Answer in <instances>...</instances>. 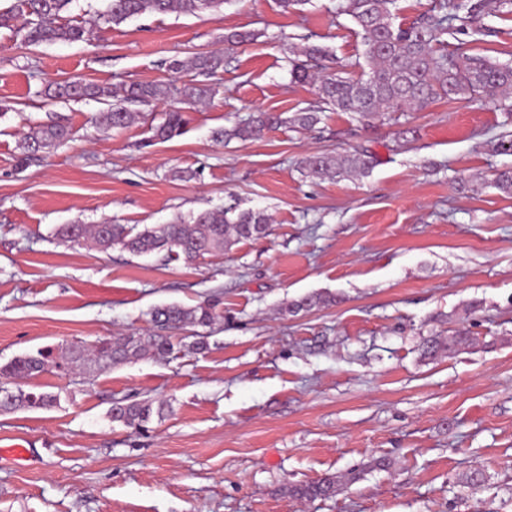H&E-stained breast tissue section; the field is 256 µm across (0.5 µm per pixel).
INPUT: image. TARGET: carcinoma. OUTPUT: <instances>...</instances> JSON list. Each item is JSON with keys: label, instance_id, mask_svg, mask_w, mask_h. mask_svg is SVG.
I'll return each instance as SVG.
<instances>
[{"label": "carcinoma", "instance_id": "carcinoma-1", "mask_svg": "<svg viewBox=\"0 0 512 512\" xmlns=\"http://www.w3.org/2000/svg\"><path fill=\"white\" fill-rule=\"evenodd\" d=\"M72 0H12L0 9V29L25 31L30 45L55 42H77L87 39L90 30L76 23L62 22V13ZM397 0H342L337 11L351 17L363 46L368 70L359 77L345 76L343 71L325 64L329 51L308 44L288 58L291 81L314 89L320 106L301 109L292 116L260 112L244 123L221 128L213 133L214 141L247 140L265 128L287 124L294 129L308 130L321 120V113L348 112L360 120L373 119L387 112H414L442 99L486 96L498 109L512 112V65L501 64L487 57L467 55L459 50L440 49L448 35V22L456 20L463 26L480 20L489 0H436L429 12L408 25L395 24ZM224 0H108L99 15L105 24L119 25L145 13L180 12L197 14L219 8ZM257 38L252 30H232L224 34L230 46ZM174 74L194 72L208 78L224 69L221 52H197L169 62ZM178 96L185 105L206 103L213 89L207 85L185 84L180 88L164 81L116 84L112 86L83 82L79 79L58 82L45 90L52 101L95 99L107 108L94 116L95 125L104 130H122L133 124L139 113L133 107L149 105L171 96ZM184 111L173 107L163 114L154 127L153 139L166 141L183 133ZM72 129L61 120L29 128L19 148L25 154L48 153L66 143ZM374 157L364 149L351 153H321L302 162V171L313 182L326 177L365 175L374 166ZM270 217L262 211H240L235 208L204 210L185 219L178 217L168 224H156L141 230L127 224H61L56 236L67 243L86 245L107 251L115 245L129 253L159 255L192 264L205 255L222 253L233 245L268 235ZM331 300L322 293L309 294L285 306L295 313L310 310ZM219 315L211 304L186 308L176 303L158 306L152 321L159 332L151 336H120L102 340L86 348L82 345H58L39 349L34 354L17 356L0 365V378L32 380L51 368L80 373L85 380L105 366H118L146 356L158 360L169 358L185 337L173 336L190 328H209ZM473 338L459 330L444 340L435 336L426 342L425 354L434 357L443 350L458 352L470 347ZM10 394L9 401L0 400V413L26 408L53 406L56 396L42 391H26L22 387L0 385ZM165 404L146 398L129 401L118 399L107 411L109 419L128 428L140 429L152 416H163ZM338 480L333 476L291 489L294 496L306 499L330 498L337 492Z\"/></svg>", "mask_w": 512, "mask_h": 512}]
</instances>
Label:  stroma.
I'll list each match as a JSON object with an SVG mask.
<instances>
[{
  "label": "stroma",
  "mask_w": 512,
  "mask_h": 512,
  "mask_svg": "<svg viewBox=\"0 0 512 512\" xmlns=\"http://www.w3.org/2000/svg\"><path fill=\"white\" fill-rule=\"evenodd\" d=\"M339 0L284 12L276 0H225L197 15L146 13L91 38L31 46L0 30V364L46 346L150 336L151 310L211 302L208 349L105 367L89 381L36 378L56 405L0 414V512H512V197L493 185L512 155V112L485 99L440 100L367 123L325 113L314 130L277 126L213 141L262 110L316 105L288 58L326 46L359 74L363 47ZM233 29L257 41L224 43ZM450 47L512 61V12L488 9ZM220 50L211 104L185 109L183 134L153 140L174 105L141 107L123 130L90 122L96 100L48 102L44 87L194 80L166 63ZM68 118L73 137L24 156L29 127ZM364 148L367 175L310 183L302 160ZM191 170V181L175 178ZM235 205L271 218L267 237L188 265L61 242V224L154 225ZM311 293L331 303L296 314ZM474 343L430 359L433 336ZM167 404L136 431L106 416L117 399ZM480 472L481 485L467 474ZM349 481L328 499L292 487Z\"/></svg>",
  "instance_id": "stroma-1"
}]
</instances>
